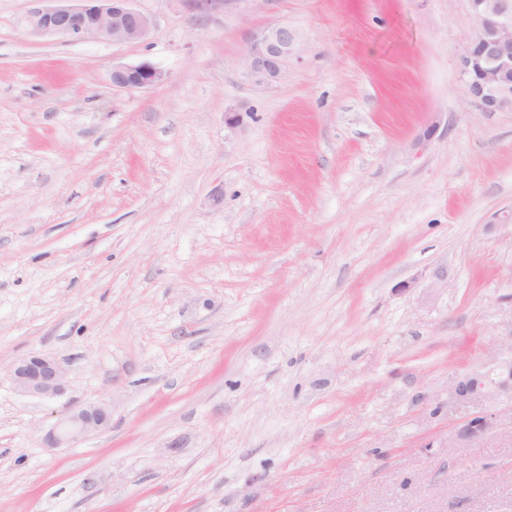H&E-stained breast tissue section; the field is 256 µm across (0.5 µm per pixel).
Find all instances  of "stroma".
<instances>
[{
  "label": "stroma",
  "mask_w": 512,
  "mask_h": 512,
  "mask_svg": "<svg viewBox=\"0 0 512 512\" xmlns=\"http://www.w3.org/2000/svg\"><path fill=\"white\" fill-rule=\"evenodd\" d=\"M135 6L149 40L71 43L0 0V512H512V400L451 396L512 351V112L460 78L467 0ZM277 24L303 48L260 87ZM32 354L62 395L16 391ZM302 46V35L294 27H266L255 33L245 48L243 73L259 86H274L286 77L288 61L300 53ZM166 74L150 63L120 65L112 68V85L128 89H143L165 80ZM16 389L27 395L53 398L66 386V371L54 358L33 354L17 361L11 368ZM111 413L104 403L92 402L61 415L56 426L47 433V448H67L71 443L101 431L110 422Z\"/></svg>",
  "instance_id": "stroma-1"
}]
</instances>
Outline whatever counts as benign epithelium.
<instances>
[{
    "label": "benign epithelium",
    "instance_id": "7a95c632",
    "mask_svg": "<svg viewBox=\"0 0 512 512\" xmlns=\"http://www.w3.org/2000/svg\"><path fill=\"white\" fill-rule=\"evenodd\" d=\"M26 16L30 33L77 42L89 38L113 43L146 40L153 29L150 15L133 7V0H30ZM473 23L471 37L460 60V71L468 94L484 112H512V0H468ZM303 46L301 33L287 24L273 25L255 33L243 55V73L263 87L281 82L288 61ZM166 74L150 63L112 68V85L143 89L165 80ZM495 376L488 372L467 373L455 381L451 393L460 404L490 396L512 395V359L495 363ZM16 389L27 395L53 398L66 386V371L54 358L33 354L11 368ZM111 413L104 403L92 402L61 415L47 433L48 448H66L104 429ZM489 426L487 417L467 420L461 434L474 437Z\"/></svg>",
    "mask_w": 512,
    "mask_h": 512
}]
</instances>
